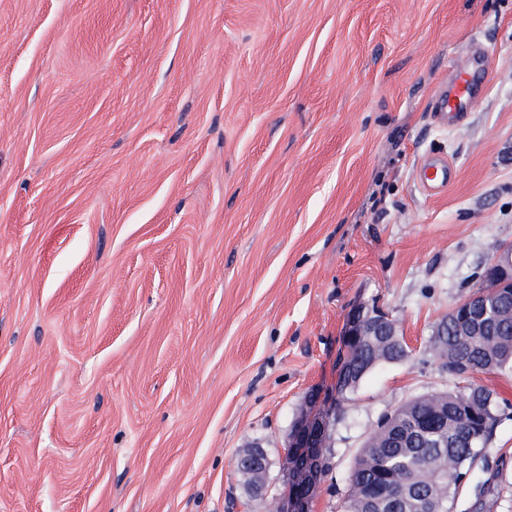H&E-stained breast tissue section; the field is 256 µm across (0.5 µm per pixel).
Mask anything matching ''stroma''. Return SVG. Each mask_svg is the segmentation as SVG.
Segmentation results:
<instances>
[{
	"label": "stroma",
	"instance_id": "1",
	"mask_svg": "<svg viewBox=\"0 0 512 512\" xmlns=\"http://www.w3.org/2000/svg\"><path fill=\"white\" fill-rule=\"evenodd\" d=\"M485 83L460 125L453 60ZM452 183L427 190L425 163ZM512 246V0H0V512H266L352 312L410 359L333 426L451 387L435 325ZM452 512H512V377ZM475 78L471 61L459 59L454 66V75L434 98L432 112L444 125L457 122L474 103ZM253 448H246L241 454V458L239 460V468L240 471L246 478V488L249 493L254 497H261L263 495H259L255 492V488L261 482L266 481V470L262 471V464L259 460L253 459L251 457L245 458V456L252 450Z\"/></svg>",
	"mask_w": 512,
	"mask_h": 512
}]
</instances>
